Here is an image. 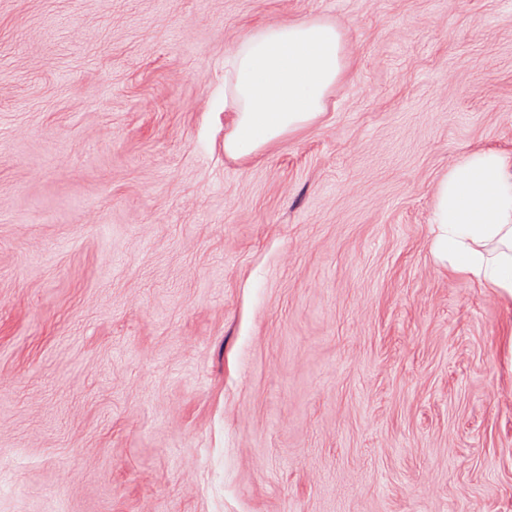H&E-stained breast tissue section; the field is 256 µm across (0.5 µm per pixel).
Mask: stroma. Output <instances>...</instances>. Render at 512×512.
<instances>
[{
  "label": "stroma",
  "instance_id": "obj_1",
  "mask_svg": "<svg viewBox=\"0 0 512 512\" xmlns=\"http://www.w3.org/2000/svg\"><path fill=\"white\" fill-rule=\"evenodd\" d=\"M338 24L224 154L247 28ZM512 152V0H0V512H512V300L431 252ZM348 50L342 29L323 19L254 27L224 57V110L234 112L224 154H260L312 125L342 77Z\"/></svg>",
  "mask_w": 512,
  "mask_h": 512
}]
</instances>
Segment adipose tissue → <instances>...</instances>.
<instances>
[{
  "instance_id": "1",
  "label": "adipose tissue",
  "mask_w": 512,
  "mask_h": 512,
  "mask_svg": "<svg viewBox=\"0 0 512 512\" xmlns=\"http://www.w3.org/2000/svg\"><path fill=\"white\" fill-rule=\"evenodd\" d=\"M347 58L342 29L323 19L247 32L224 58V105L234 114L225 155L256 156L312 125ZM430 222L438 259L512 299V155L480 150L456 163L437 186Z\"/></svg>"
}]
</instances>
